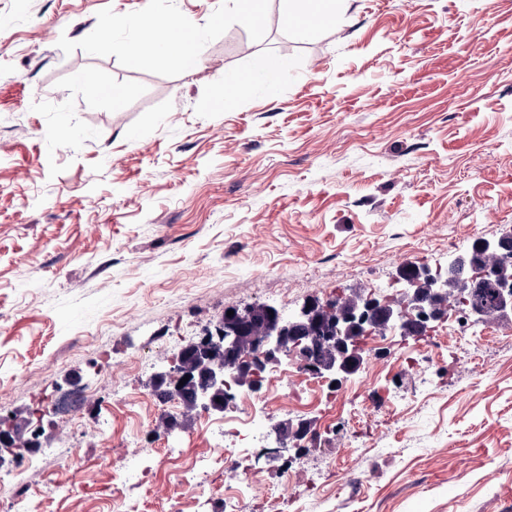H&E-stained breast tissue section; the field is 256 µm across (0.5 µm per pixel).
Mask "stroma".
<instances>
[{
	"label": "stroma",
	"instance_id": "35a3bbf8",
	"mask_svg": "<svg viewBox=\"0 0 512 512\" xmlns=\"http://www.w3.org/2000/svg\"><path fill=\"white\" fill-rule=\"evenodd\" d=\"M145 15L192 20L205 64L129 66ZM258 54L290 67L225 99ZM509 234L512 0H347L308 31L230 0H0V422L70 451L27 471L38 512H512V313L471 322L472 359L389 334L329 395L240 386L270 402L247 477L196 474L219 437L153 387L225 310L390 298ZM75 382L77 419H35ZM304 421L318 440L270 457ZM135 460L156 471L132 490ZM239 19L248 27L265 26L268 21L266 0H233Z\"/></svg>",
	"mask_w": 512,
	"mask_h": 512
}]
</instances>
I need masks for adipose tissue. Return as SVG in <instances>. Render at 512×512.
Returning <instances> with one entry per match:
<instances>
[{"label": "adipose tissue", "mask_w": 512, "mask_h": 512, "mask_svg": "<svg viewBox=\"0 0 512 512\" xmlns=\"http://www.w3.org/2000/svg\"><path fill=\"white\" fill-rule=\"evenodd\" d=\"M345 0H287L279 20L281 23L309 29L320 23L333 21L342 9ZM142 42L132 44L127 49V58L131 64H139L143 58V46L155 43L174 52L184 68L193 70L202 63L203 48L196 29L182 19L165 26L163 36H156L153 21L141 20Z\"/></svg>", "instance_id": "adipose-tissue-1"}]
</instances>
